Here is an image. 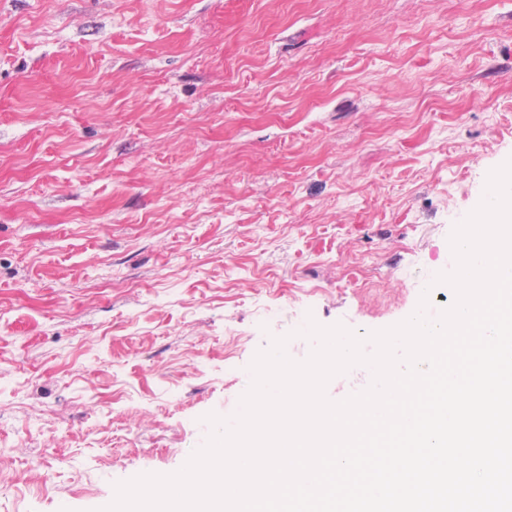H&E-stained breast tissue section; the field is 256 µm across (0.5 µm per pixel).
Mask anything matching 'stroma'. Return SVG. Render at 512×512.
<instances>
[{"label":"stroma","instance_id":"1","mask_svg":"<svg viewBox=\"0 0 512 512\" xmlns=\"http://www.w3.org/2000/svg\"><path fill=\"white\" fill-rule=\"evenodd\" d=\"M512 0H0V512H98L256 353L455 294Z\"/></svg>","mask_w":512,"mask_h":512}]
</instances>
